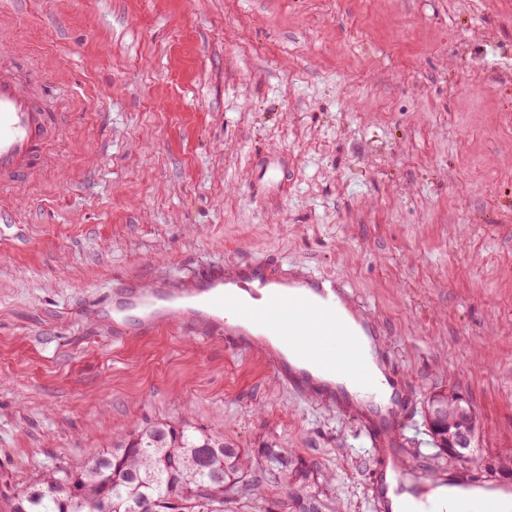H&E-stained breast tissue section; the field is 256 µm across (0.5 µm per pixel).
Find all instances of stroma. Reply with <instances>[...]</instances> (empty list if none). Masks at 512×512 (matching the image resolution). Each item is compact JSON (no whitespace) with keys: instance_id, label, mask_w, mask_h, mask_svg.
Instances as JSON below:
<instances>
[{"instance_id":"1","label":"stroma","mask_w":512,"mask_h":512,"mask_svg":"<svg viewBox=\"0 0 512 512\" xmlns=\"http://www.w3.org/2000/svg\"><path fill=\"white\" fill-rule=\"evenodd\" d=\"M61 137L0 223V512L157 422L294 450L333 512H375L368 416L186 332L113 342L123 278L251 260L343 280L380 331L405 464L463 394L512 458V0H0V61ZM285 174L258 188L266 161Z\"/></svg>"}]
</instances>
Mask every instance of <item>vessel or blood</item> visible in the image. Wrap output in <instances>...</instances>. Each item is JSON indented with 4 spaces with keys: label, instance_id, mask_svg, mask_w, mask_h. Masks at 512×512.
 <instances>
[{
    "label": "vessel or blood",
    "instance_id": "vessel-or-blood-1",
    "mask_svg": "<svg viewBox=\"0 0 512 512\" xmlns=\"http://www.w3.org/2000/svg\"><path fill=\"white\" fill-rule=\"evenodd\" d=\"M53 134L29 83L0 67V217L10 214L6 196L17 185L46 171L47 143ZM104 311L112 337L123 340L153 332L188 328L203 339L222 337L243 353L263 352L268 369L280 384L322 400L350 406L345 391L318 382L313 370H340L361 388L374 384L364 339H376V323L350 301L344 284L306 272L272 274L249 261L214 263L188 278L157 274L152 283L121 281L113 285ZM401 429V413L388 404L368 433L385 467L371 478L376 512H393L394 495L418 496V480L383 440ZM464 470L439 471L434 485L457 484L459 512H497L498 496L512 497V487L485 478V493H473Z\"/></svg>",
    "mask_w": 512,
    "mask_h": 512
}]
</instances>
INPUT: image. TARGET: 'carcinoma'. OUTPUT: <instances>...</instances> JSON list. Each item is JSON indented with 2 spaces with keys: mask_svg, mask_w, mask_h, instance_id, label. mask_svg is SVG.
I'll use <instances>...</instances> for the list:
<instances>
[{
  "mask_svg": "<svg viewBox=\"0 0 512 512\" xmlns=\"http://www.w3.org/2000/svg\"><path fill=\"white\" fill-rule=\"evenodd\" d=\"M258 464L265 493L288 492V512H327L308 487L311 466L283 448L251 452L203 427L159 422L130 433L118 446L76 466H56L11 498L8 512H226L227 493L250 491Z\"/></svg>",
  "mask_w": 512,
  "mask_h": 512,
  "instance_id": "1",
  "label": "carcinoma"
}]
</instances>
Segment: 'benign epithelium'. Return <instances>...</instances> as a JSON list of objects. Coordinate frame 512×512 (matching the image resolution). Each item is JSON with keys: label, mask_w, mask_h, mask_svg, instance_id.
<instances>
[{"label": "benign epithelium", "mask_w": 512, "mask_h": 512, "mask_svg": "<svg viewBox=\"0 0 512 512\" xmlns=\"http://www.w3.org/2000/svg\"><path fill=\"white\" fill-rule=\"evenodd\" d=\"M428 428L440 448H471L475 423L462 394H431L425 404Z\"/></svg>", "instance_id": "1"}]
</instances>
